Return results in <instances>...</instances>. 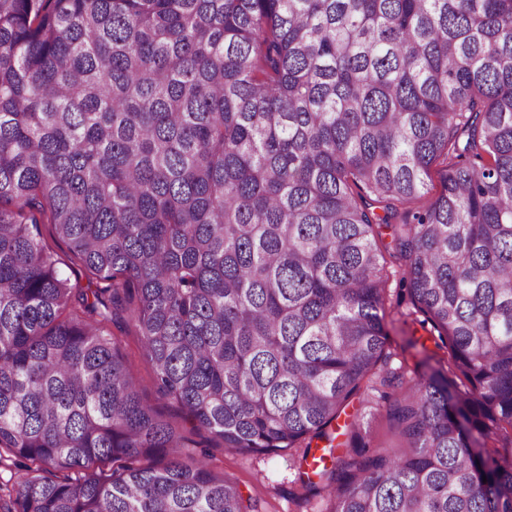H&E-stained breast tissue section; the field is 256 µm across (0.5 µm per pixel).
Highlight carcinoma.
<instances>
[{
  "mask_svg": "<svg viewBox=\"0 0 512 512\" xmlns=\"http://www.w3.org/2000/svg\"><path fill=\"white\" fill-rule=\"evenodd\" d=\"M383 228L437 332L394 371ZM124 317L196 430L326 443L323 512H512V0H0V512H255ZM364 389L391 454L335 453ZM41 238L45 244L54 252L58 266L70 276L72 283L77 288H87L89 278L82 265L74 259L66 245L60 242L54 233L51 224H41Z\"/></svg>",
  "mask_w": 512,
  "mask_h": 512,
  "instance_id": "1",
  "label": "carcinoma"
}]
</instances>
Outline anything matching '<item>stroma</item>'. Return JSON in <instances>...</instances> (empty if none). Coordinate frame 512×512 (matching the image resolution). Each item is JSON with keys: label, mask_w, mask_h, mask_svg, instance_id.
Here are the masks:
<instances>
[{"label": "stroma", "mask_w": 512, "mask_h": 512, "mask_svg": "<svg viewBox=\"0 0 512 512\" xmlns=\"http://www.w3.org/2000/svg\"><path fill=\"white\" fill-rule=\"evenodd\" d=\"M389 333L390 344L386 352L388 364L393 368L400 362L411 363L420 357L417 347H407V338L425 344L430 336L429 331L421 326L409 327L398 321L390 324ZM115 335L125 348L129 369L139 381L143 396L164 412L182 432L188 433L190 439L195 441L197 451L205 453L211 465L237 479L243 495L252 498L258 512H323V494L311 493L303 500L296 497L299 490L296 482L297 455L285 451L278 454L237 451L210 441L206 433L191 431L178 405L157 394L152 365L143 354L133 324L124 323ZM349 411L360 415L364 439L371 448L381 451L399 445L398 436L379 413L375 393L367 390L358 394Z\"/></svg>", "instance_id": "obj_1"}]
</instances>
